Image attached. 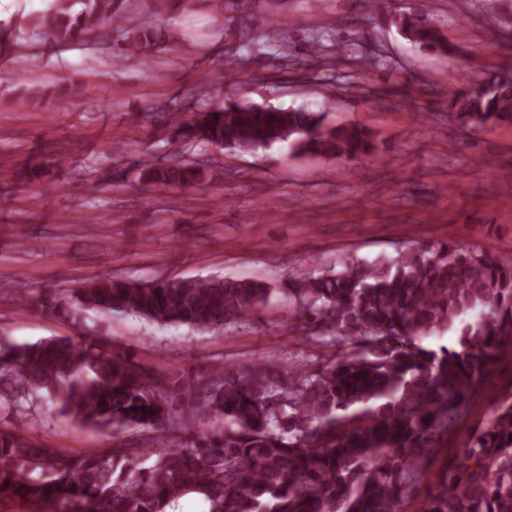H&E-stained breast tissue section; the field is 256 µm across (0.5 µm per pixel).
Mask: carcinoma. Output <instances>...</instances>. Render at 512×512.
<instances>
[{
	"label": "carcinoma",
	"instance_id": "obj_1",
	"mask_svg": "<svg viewBox=\"0 0 512 512\" xmlns=\"http://www.w3.org/2000/svg\"><path fill=\"white\" fill-rule=\"evenodd\" d=\"M193 0H150L148 16L125 0H54L25 22L47 41L125 44L118 63L180 40L161 25ZM393 24L422 49L452 56L421 10ZM246 46H283L279 28ZM448 111L481 127L512 120V81L497 74L448 90ZM170 164L142 162L166 186L196 183L206 160L187 162L178 141L249 152L288 145L295 156L353 160L375 152L372 133L330 126L324 113L236 102L183 116ZM259 280L222 276L140 284L102 276L45 293L40 309L82 320L128 313L164 325L222 329L269 301ZM297 330L317 333L320 356L219 364L165 378L115 349L107 336L80 342L0 341V410L19 420L42 397L64 419L112 435V446L71 455L0 428V504L21 512H177L188 495L206 512H406L450 436H458L487 374L512 350V259L454 241L409 244L372 260L345 255L291 289ZM454 330L453 346L424 345ZM137 430L128 438L124 432ZM415 512H512V399L495 401L467 430L434 490Z\"/></svg>",
	"mask_w": 512,
	"mask_h": 512
}]
</instances>
